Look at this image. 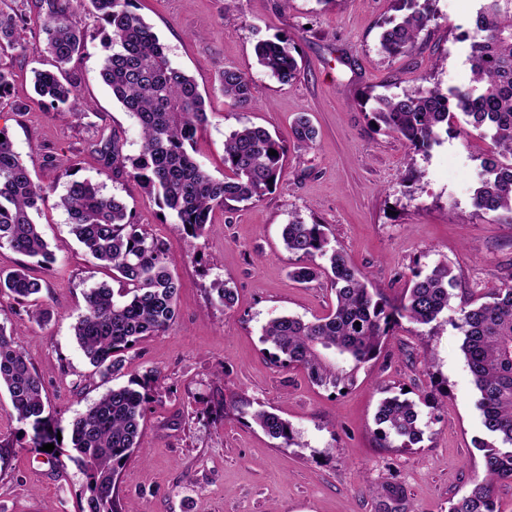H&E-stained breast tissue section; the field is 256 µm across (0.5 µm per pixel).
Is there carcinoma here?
<instances>
[{"label":"carcinoma","mask_w":512,"mask_h":512,"mask_svg":"<svg viewBox=\"0 0 512 512\" xmlns=\"http://www.w3.org/2000/svg\"><path fill=\"white\" fill-rule=\"evenodd\" d=\"M405 13L385 22L382 50L405 56L430 20L428 0H400ZM478 6L465 36L470 41L471 78L465 87L419 86L388 97L375 98L372 119L377 127L405 140L416 151L439 143L443 127L455 113L489 138L492 150L482 163L475 208L486 214L512 213V0H476ZM92 9L100 22L101 41L112 49L100 76L140 129L141 152L122 153L117 135L102 136L98 152L114 169L131 167L129 174L144 191L168 209L183 231L200 237L214 211L231 202L256 201L271 191L284 173L286 140L261 126L244 125L224 140V178L213 177L196 157V137L209 124V112L197 81L171 65L166 47L137 13L132 0H43L45 12L32 14L29 0H10L0 6V54L19 58L38 52L28 39L30 25L45 34L44 52L54 70L34 71V90L48 100L63 120L82 115L87 103L79 97L81 77L68 70L74 57L87 50L89 34L73 22L77 7ZM259 64L286 84L299 73L296 46L287 38L262 40L255 46ZM14 71L0 64V104L9 96ZM220 91L235 106L252 103L251 83L239 70L219 73ZM0 142V246L48 268L56 257L35 218L48 209H62L71 231L96 266L112 271L118 288L103 282L85 291V312L74 327L75 338L89 364L104 377L123 368L121 354L148 336L164 334L177 317L180 281L175 257L166 243L149 232L119 198L104 195L88 180L72 178L64 167L66 191L35 181L14 150L4 129ZM316 128L304 113L290 126L288 137L299 149L311 147ZM277 155L268 154L269 150ZM286 250L296 257L291 275L307 283L325 276L336 303L322 317L304 320L283 315L263 328L273 359L303 369L321 388L342 391L357 380L360 370L376 360L401 320L435 332L448 309L453 277L446 265L413 274L404 298L391 302L372 285L367 274L354 268L346 254L331 245L322 224H308L295 215L284 225ZM323 259L326 264L316 262ZM0 292L31 307L30 316L46 315L38 304L40 280L25 269L0 271ZM459 328L462 351L480 398L486 432L501 446H486L482 478L457 499L448 512H501L495 486L512 482V285L505 284L491 300L465 310ZM0 387L6 389L18 423L25 427L29 447L43 448L58 471L67 462L80 467L86 478L78 512H130L117 491L120 470L139 448L146 405L162 397L161 377L150 370L139 379L103 394L70 424L69 442H60L59 423L46 414L44 384L14 333L0 325ZM252 420L272 439L287 447L298 445L290 423L260 409ZM376 435L390 447L389 438L407 448L422 441L420 412L415 401L398 395L380 402L374 416Z\"/></svg>","instance_id":"cac0c4a2"}]
</instances>
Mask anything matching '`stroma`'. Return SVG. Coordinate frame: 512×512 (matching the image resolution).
<instances>
[{
    "label": "stroma",
    "instance_id": "1",
    "mask_svg": "<svg viewBox=\"0 0 512 512\" xmlns=\"http://www.w3.org/2000/svg\"><path fill=\"white\" fill-rule=\"evenodd\" d=\"M398 0H133V9L165 45L174 67L194 76L206 94L210 123L198 136V159L224 176V139L255 124L287 136L307 114L318 134L311 149H289L284 176L270 193L216 211L199 238L186 236L171 213L144 193L128 171L107 168L90 143L114 132L129 157L140 150L134 118L100 79L101 43L74 57L82 75L86 115L61 121L33 89L34 57L12 65L14 101L0 109L34 179L64 192L66 180L47 157L72 162L78 179L99 183L122 199L140 223L164 239L176 258L182 288L177 319L161 336L140 340L124 366L104 379L84 358L73 326L87 288L108 281L70 231L67 214L51 209L38 222L57 256L44 269L9 246L0 270L27 266L43 281L45 322L0 294V324L19 342L41 377L47 410L68 426L102 394L150 369L168 392L146 406L140 447L122 469L119 493L134 512H448L449 499L482 475V425L477 390L461 349L462 310L512 284V215L488 216L473 206L481 162L490 146L456 116L454 135L417 152L373 127L377 95L416 86L463 87L470 79L467 45L475 0H429L433 15L408 55L380 46L384 24L399 17ZM292 39L301 73L288 84L258 65L254 46ZM234 67L253 84L255 101L242 109L219 90L222 69ZM323 224L333 246L393 301L414 271L448 265L455 286L436 335L402 322L380 358L359 372L343 394L313 386L304 372L275 363L261 341L268 321L282 315L310 320L335 301L326 279L294 281L295 259L281 230L293 215ZM221 281L236 302L222 306L210 288ZM433 366H426L425 352ZM416 401L427 428L420 443L380 447L374 415L388 396ZM237 407L225 411L226 399ZM287 419L299 440L287 447L252 421L257 406ZM86 478L75 464L58 473L27 445H16L0 471V512H76Z\"/></svg>",
    "mask_w": 512,
    "mask_h": 512
}]
</instances>
